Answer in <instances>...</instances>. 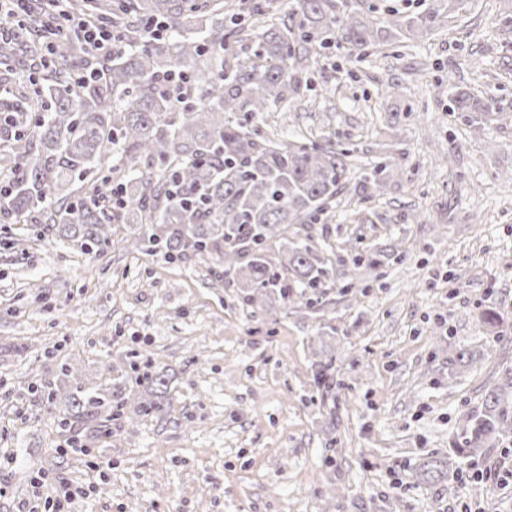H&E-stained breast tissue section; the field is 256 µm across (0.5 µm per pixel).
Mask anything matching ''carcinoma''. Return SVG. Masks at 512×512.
I'll use <instances>...</instances> for the list:
<instances>
[{
	"instance_id": "1",
	"label": "carcinoma",
	"mask_w": 512,
	"mask_h": 512,
	"mask_svg": "<svg viewBox=\"0 0 512 512\" xmlns=\"http://www.w3.org/2000/svg\"><path fill=\"white\" fill-rule=\"evenodd\" d=\"M68 8L92 23L115 16L123 46L92 62L79 43L54 42L41 74L46 96L37 99L48 114L3 154L12 179L0 191V215L44 224L89 251L109 245L114 216L106 196L117 152L118 214L145 225L130 246H161L172 260L214 259L237 276L247 306L270 291L312 305L310 291L329 277L328 259L316 245L289 240L288 226L330 215L347 152L276 142L253 122L290 108L320 51L340 42L357 49L402 42L442 26V14L384 17L367 0H288L280 20L265 0H70ZM173 71L185 82L180 97L164 84ZM453 111L478 112L480 123L496 108L460 92ZM384 186L376 173L360 181L370 199ZM162 385L156 374L139 379V413L161 411L151 395ZM69 407V419L94 422L123 416L126 399L77 387ZM511 433L512 375L466 417L464 446L453 452L475 459ZM446 467L432 457L423 475L437 481Z\"/></svg>"
}]
</instances>
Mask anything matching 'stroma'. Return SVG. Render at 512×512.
<instances>
[{
  "label": "stroma",
  "mask_w": 512,
  "mask_h": 512,
  "mask_svg": "<svg viewBox=\"0 0 512 512\" xmlns=\"http://www.w3.org/2000/svg\"><path fill=\"white\" fill-rule=\"evenodd\" d=\"M374 2L452 17L403 43L333 46L295 110L258 121L359 166L331 220L294 227L334 269L313 308L244 306L214 261L129 248L134 224L87 253L0 217V512L41 473L45 495L76 492L73 512H512V478L472 477L502 464L512 435L445 480L420 471L512 369V342L480 317L512 322V0ZM458 90L505 118L471 122ZM378 165L385 192L362 199L358 174ZM462 350L469 366L453 363ZM146 356L166 391L145 416L128 363ZM327 359L330 392L315 382ZM78 386L125 397L126 418L63 427ZM73 436L83 451L65 449Z\"/></svg>",
  "instance_id": "1"
}]
</instances>
